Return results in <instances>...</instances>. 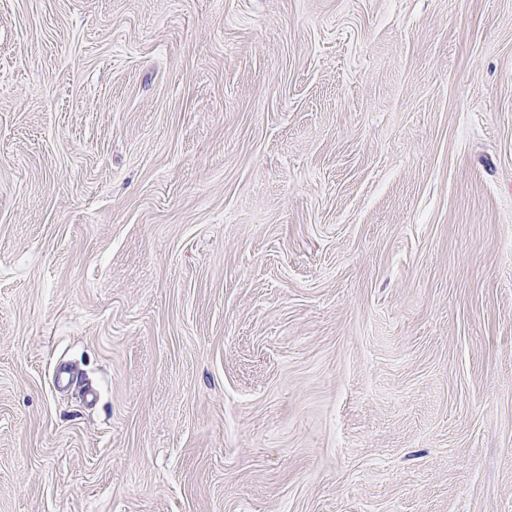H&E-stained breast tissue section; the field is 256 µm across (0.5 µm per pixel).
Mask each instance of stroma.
I'll return each mask as SVG.
<instances>
[{
  "mask_svg": "<svg viewBox=\"0 0 512 512\" xmlns=\"http://www.w3.org/2000/svg\"><path fill=\"white\" fill-rule=\"evenodd\" d=\"M0 512H512V0H0Z\"/></svg>",
  "mask_w": 512,
  "mask_h": 512,
  "instance_id": "1",
  "label": "stroma"
}]
</instances>
